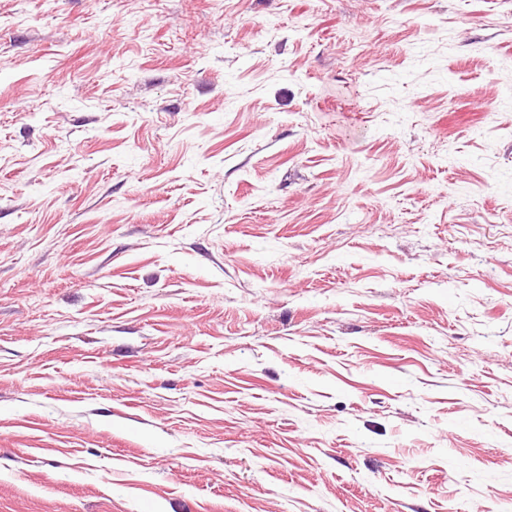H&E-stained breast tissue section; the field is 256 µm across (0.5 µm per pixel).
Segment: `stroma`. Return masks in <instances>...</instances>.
Returning a JSON list of instances; mask_svg holds the SVG:
<instances>
[{"label":"stroma","instance_id":"obj_1","mask_svg":"<svg viewBox=\"0 0 512 512\" xmlns=\"http://www.w3.org/2000/svg\"><path fill=\"white\" fill-rule=\"evenodd\" d=\"M0 512H512V0H0Z\"/></svg>","mask_w":512,"mask_h":512}]
</instances>
